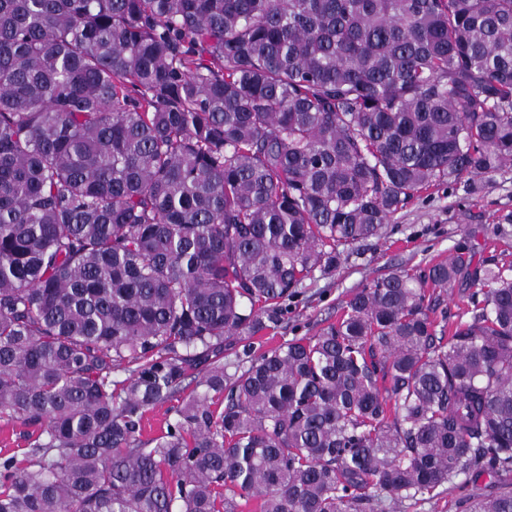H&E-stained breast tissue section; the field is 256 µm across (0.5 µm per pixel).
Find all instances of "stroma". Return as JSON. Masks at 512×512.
I'll list each match as a JSON object with an SVG mask.
<instances>
[{
  "instance_id": "stroma-1",
  "label": "stroma",
  "mask_w": 512,
  "mask_h": 512,
  "mask_svg": "<svg viewBox=\"0 0 512 512\" xmlns=\"http://www.w3.org/2000/svg\"><path fill=\"white\" fill-rule=\"evenodd\" d=\"M479 186L474 195L460 184L421 194L395 216L382 236L358 245L336 271L317 272L304 280L286 301L282 321L253 335L255 352L295 336L317 334L335 321L342 305L362 284L400 267L418 271L447 259L457 246H470L475 265L489 259L512 263V233L499 238L487 235L502 215L512 212V164L492 180L480 181ZM488 481L484 475L429 499L390 502L385 512H462L460 500L469 492L484 489Z\"/></svg>"
}]
</instances>
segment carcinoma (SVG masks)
<instances>
[{
    "instance_id": "cac0c4a2",
    "label": "carcinoma",
    "mask_w": 512,
    "mask_h": 512,
    "mask_svg": "<svg viewBox=\"0 0 512 512\" xmlns=\"http://www.w3.org/2000/svg\"><path fill=\"white\" fill-rule=\"evenodd\" d=\"M508 163L512 0H0V512H382L470 474L466 512H512V264L396 270L224 371ZM464 276L448 333L427 287ZM177 400L159 404L154 408L148 410L144 418V427L141 438L143 440L153 438L161 433L165 428V422L169 417H172L171 411H167L173 405H177Z\"/></svg>"
}]
</instances>
